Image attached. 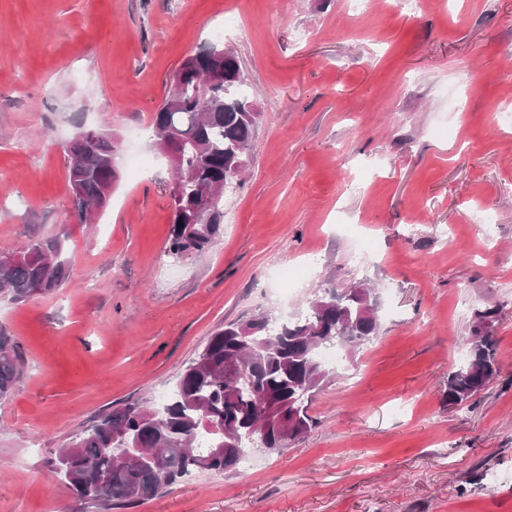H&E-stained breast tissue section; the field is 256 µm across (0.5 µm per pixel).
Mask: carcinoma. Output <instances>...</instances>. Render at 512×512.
Returning <instances> with one entry per match:
<instances>
[{"instance_id":"carcinoma-1","label":"carcinoma","mask_w":512,"mask_h":512,"mask_svg":"<svg viewBox=\"0 0 512 512\" xmlns=\"http://www.w3.org/2000/svg\"><path fill=\"white\" fill-rule=\"evenodd\" d=\"M213 70L224 71V84L203 93L197 80ZM246 86L232 50L202 48L181 61L152 116L153 136H176L180 144L172 164L181 184L170 203L172 258L201 253L215 242L224 223V197L213 200L210 193L223 184H243L260 120ZM119 149L112 134L95 128L81 127L71 140L68 179L84 224L94 223L110 201L105 190L119 181ZM63 252L59 236L31 237L15 251L0 252V299L23 302L64 286L71 270ZM372 298V289L357 284L336 300L315 295L288 322L262 314L225 325L182 371L165 419L148 406L115 410L61 451L56 472L78 497L119 512L194 471L229 473L253 448L288 447L315 425L312 401L330 382L332 369L320 351L335 345L353 351L377 337L380 316ZM501 311L496 304L473 312L465 340L469 358L448 373V405H467L497 378L495 326ZM239 358L242 374L231 379L225 362ZM21 371V346L0 329V399L11 395ZM268 399L284 409L278 426L261 423Z\"/></svg>"}]
</instances>
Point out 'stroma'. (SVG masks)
<instances>
[{
	"label": "stroma",
	"mask_w": 512,
	"mask_h": 512,
	"mask_svg": "<svg viewBox=\"0 0 512 512\" xmlns=\"http://www.w3.org/2000/svg\"><path fill=\"white\" fill-rule=\"evenodd\" d=\"M208 44L236 52L261 120L220 238L175 260L150 117ZM81 127L120 142L89 226L67 177ZM55 235L63 288L0 300L24 363L0 401V512H104L52 471L60 448L162 407L224 324L358 281L379 333L315 396L311 431L130 512H512V0H0V250ZM495 303L499 376L448 406L472 313Z\"/></svg>",
	"instance_id": "1"
}]
</instances>
